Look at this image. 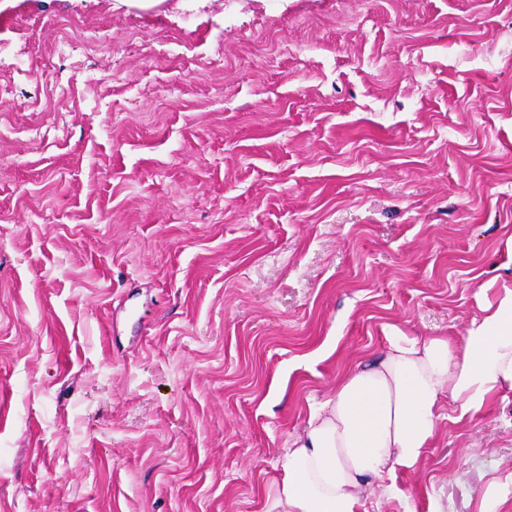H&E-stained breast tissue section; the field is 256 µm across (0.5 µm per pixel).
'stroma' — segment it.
<instances>
[{
  "instance_id": "35a3bbf8",
  "label": "stroma",
  "mask_w": 512,
  "mask_h": 512,
  "mask_svg": "<svg viewBox=\"0 0 512 512\" xmlns=\"http://www.w3.org/2000/svg\"><path fill=\"white\" fill-rule=\"evenodd\" d=\"M0 80V512H263L354 363L512 286V0H0ZM393 484L512 512V394Z\"/></svg>"
}]
</instances>
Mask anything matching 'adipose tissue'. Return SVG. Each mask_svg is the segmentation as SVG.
Instances as JSON below:
<instances>
[{"label":"adipose tissue","mask_w":512,"mask_h":512,"mask_svg":"<svg viewBox=\"0 0 512 512\" xmlns=\"http://www.w3.org/2000/svg\"><path fill=\"white\" fill-rule=\"evenodd\" d=\"M502 391H512L508 287L462 343L396 331L381 358L351 368L289 448L264 512H366L370 487L424 458L443 396L476 413Z\"/></svg>","instance_id":"1"}]
</instances>
